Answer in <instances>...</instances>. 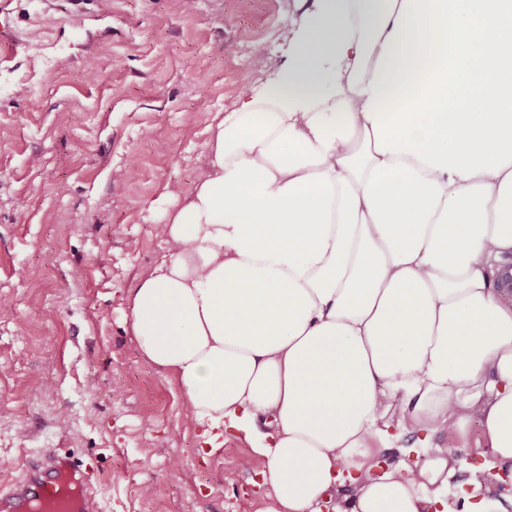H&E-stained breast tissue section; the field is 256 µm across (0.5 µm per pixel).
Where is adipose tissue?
Here are the masks:
<instances>
[{
  "mask_svg": "<svg viewBox=\"0 0 512 512\" xmlns=\"http://www.w3.org/2000/svg\"><path fill=\"white\" fill-rule=\"evenodd\" d=\"M128 297L204 443L276 512H512V0H314ZM491 458L451 489L442 430ZM419 441L380 469L370 440Z\"/></svg>",
  "mask_w": 512,
  "mask_h": 512,
  "instance_id": "obj_1",
  "label": "adipose tissue"
}]
</instances>
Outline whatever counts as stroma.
I'll return each instance as SVG.
<instances>
[{
  "instance_id": "35a3bbf8",
  "label": "stroma",
  "mask_w": 512,
  "mask_h": 512,
  "mask_svg": "<svg viewBox=\"0 0 512 512\" xmlns=\"http://www.w3.org/2000/svg\"><path fill=\"white\" fill-rule=\"evenodd\" d=\"M312 0H12L0 20V484L44 449L99 477L100 512H268L240 436L202 456L127 297L207 165L218 113L273 77ZM262 42L263 56L253 53ZM481 465L477 426L437 433Z\"/></svg>"
}]
</instances>
